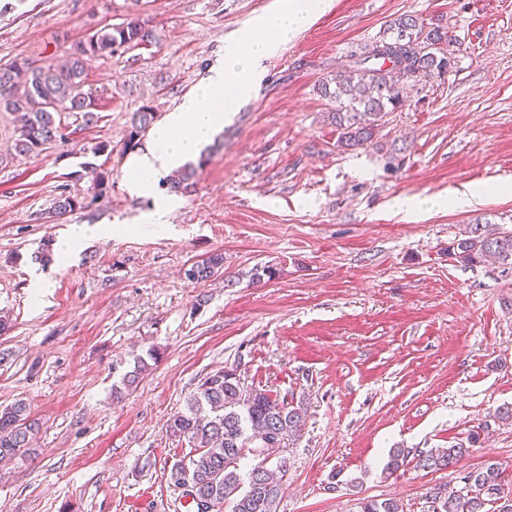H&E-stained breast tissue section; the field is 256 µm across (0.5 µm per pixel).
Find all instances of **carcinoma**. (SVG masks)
<instances>
[{"label": "carcinoma", "instance_id": "carcinoma-1", "mask_svg": "<svg viewBox=\"0 0 512 512\" xmlns=\"http://www.w3.org/2000/svg\"><path fill=\"white\" fill-rule=\"evenodd\" d=\"M387 35L366 43L354 54V65L336 72L318 84L324 97L336 101L338 144L354 147L371 140L388 107L401 104L393 74L430 77L448 69L449 58L443 45L448 36L438 29L423 33V26L412 15H400L389 21ZM156 34L138 16L117 27L93 30L72 44L63 66L50 60L41 63L23 60L0 67V109L19 113L22 125L15 142L20 155H39L48 145L66 139L61 114L70 112L87 124L94 120L96 96L84 90L87 67L100 58L147 46ZM151 109L137 113L128 142L152 122ZM200 159L198 166H203ZM196 166V167H198ZM196 167L181 169L171 183L174 190L188 189ZM79 207V201L62 194L53 203L52 216L61 218ZM449 255L465 265H477L488 259L503 269H512V232L493 233L485 224H470L464 237L456 240ZM224 267V256L215 253L193 264L185 272L194 284L208 281ZM304 420L294 406L272 398L257 389H246L233 369L219 370L206 378L186 401L185 409L166 421L170 437L186 442L188 462L197 473L196 496L212 497L231 505L232 512H276L282 493V480L274 474L287 472L284 460H276L264 449L282 447V441L302 431ZM38 423L31 419L26 403L18 401L0 410V458H12L29 449ZM469 452L460 443L451 448L419 449L414 452L396 448L387 464L392 474L408 464L421 470H446ZM252 454L260 461L246 474L240 462ZM276 461L275 468L268 463ZM470 490L434 486L426 493L433 512H487L493 503L496 512H512V504L503 499L501 472L495 463L471 471ZM361 512H401V504L387 498L361 502Z\"/></svg>", "mask_w": 512, "mask_h": 512}]
</instances>
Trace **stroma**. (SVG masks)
I'll return each mask as SVG.
<instances>
[{"label": "stroma", "mask_w": 512, "mask_h": 512, "mask_svg": "<svg viewBox=\"0 0 512 512\" xmlns=\"http://www.w3.org/2000/svg\"><path fill=\"white\" fill-rule=\"evenodd\" d=\"M275 0H0V67L60 58L90 30L139 15L155 43L91 62L93 124L67 142L14 151L0 109V409L26 402L40 430L0 462V512H187L167 480L188 451L165 430L204 377L305 412L284 441L277 512H359L367 499L431 512L428 488L489 462L512 496V270L463 265L448 249L471 224L512 230V0H333L264 59L252 98L203 148L207 165L163 230L128 234L131 119L163 121L224 58V43ZM402 14L447 33L450 66L400 81L403 102L371 141L337 144L319 81ZM110 187L98 191L94 172ZM470 183L484 202L402 220L397 196ZM81 208L53 219L61 194ZM109 225L68 258L72 225ZM220 276L183 272L211 254ZM136 387L113 389L134 367ZM480 441L449 469L384 471L392 449Z\"/></svg>", "instance_id": "35a3bbf8"}]
</instances>
